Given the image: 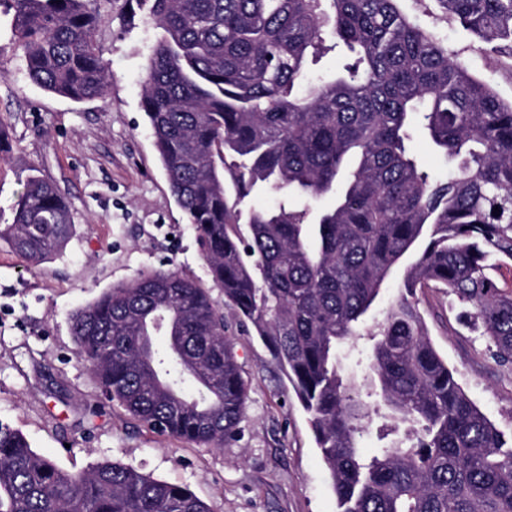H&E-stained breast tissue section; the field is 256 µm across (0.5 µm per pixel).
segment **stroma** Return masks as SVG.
I'll return each mask as SVG.
<instances>
[{
    "label": "stroma",
    "instance_id": "stroma-1",
    "mask_svg": "<svg viewBox=\"0 0 512 512\" xmlns=\"http://www.w3.org/2000/svg\"><path fill=\"white\" fill-rule=\"evenodd\" d=\"M437 29L473 72L512 99V62L438 7L401 0ZM95 42L112 79L104 97L75 102L32 83L0 6V125L12 153L0 159V224L11 223L27 177L39 173L66 198L72 237L31 265L0 245V419L40 454L71 472L117 461L187 486L211 512H337L308 415L266 345L213 287L197 235L172 196L141 107L144 69L162 35L146 0H98ZM173 271L208 289L224 313L248 385L240 439L224 448L177 440L107 402L77 356L73 313L111 288L152 271ZM427 334L468 397L512 434V366L438 288L416 294Z\"/></svg>",
    "mask_w": 512,
    "mask_h": 512
}]
</instances>
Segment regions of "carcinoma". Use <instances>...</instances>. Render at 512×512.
Returning <instances> with one entry per match:
<instances>
[{"label": "carcinoma", "instance_id": "cac0c4a2", "mask_svg": "<svg viewBox=\"0 0 512 512\" xmlns=\"http://www.w3.org/2000/svg\"><path fill=\"white\" fill-rule=\"evenodd\" d=\"M8 2L34 84L74 102L104 95L97 0ZM150 2L163 36L141 107L172 194L214 287L308 413L339 512H512V441L461 388L411 301L419 288L448 290L512 363V290L490 276L512 261V99L400 0ZM437 2L512 59V0ZM341 43L353 62L308 79V62ZM416 133L452 176L432 177L409 154ZM255 190L281 201L248 209ZM324 198L332 204L313 210ZM72 230L65 197L31 175L0 244L37 264ZM408 255L399 299L368 324ZM72 335L104 397L145 426L214 448L238 437L247 383L224 315L195 281L154 271L115 287L72 315ZM354 336L372 341L367 385L336 360ZM374 414L385 444L366 455L359 439ZM0 512L211 510L188 487L116 461L67 471L0 422Z\"/></svg>", "mask_w": 512, "mask_h": 512}]
</instances>
